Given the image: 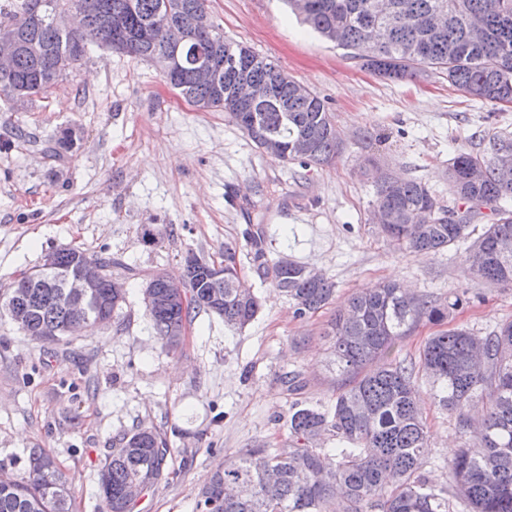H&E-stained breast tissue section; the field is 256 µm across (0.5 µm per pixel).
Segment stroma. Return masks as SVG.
Returning <instances> with one entry per match:
<instances>
[{"instance_id": "1", "label": "stroma", "mask_w": 512, "mask_h": 512, "mask_svg": "<svg viewBox=\"0 0 512 512\" xmlns=\"http://www.w3.org/2000/svg\"><path fill=\"white\" fill-rule=\"evenodd\" d=\"M226 37L244 42L307 85L329 108L343 150L323 166L262 153L226 114L202 112L168 88L149 63L93 48L48 98L14 110L0 96V294L52 250L78 247L117 261L126 301L111 327L48 350L0 316V472L28 474L29 455L53 454L69 480L72 512H102L99 474L114 437L137 425L167 435L164 479L134 512H201V488L225 457L263 443L289 444L297 404L336 399L330 324L351 295L395 281L418 295L466 301L449 318L484 334L512 320V288L466 279L463 246L397 251L371 220L378 173L426 182L444 206L448 164L478 149L487 131L512 132V105L470 100L437 71L389 81L324 40L283 0H208ZM76 127L68 152H54ZM377 171L362 174L365 158ZM158 225L153 248L138 238ZM259 225L269 260L303 263L336 284L331 304L298 318L271 279L243 263L261 299L246 327L200 315L173 351L156 339L142 303L152 274L177 273L186 252L209 261L245 250ZM297 374L301 390L287 391ZM429 429L425 475L448 482L447 458L462 439L418 383Z\"/></svg>"}]
</instances>
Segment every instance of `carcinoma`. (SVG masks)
I'll return each instance as SVG.
<instances>
[{
	"mask_svg": "<svg viewBox=\"0 0 512 512\" xmlns=\"http://www.w3.org/2000/svg\"><path fill=\"white\" fill-rule=\"evenodd\" d=\"M90 22L60 33L50 14L72 0H47L44 11L30 15V0H13L0 19L14 21L21 38L46 48L34 59L23 53L14 70L0 73V94L23 92L45 98L57 81L77 70L93 46L109 39L104 18L128 12L129 32L112 40V48L151 62L167 49L166 39L181 43L182 68L175 91L201 111H222L262 152L277 141L273 156L285 162L324 165L341 153L342 141L324 101L246 44L221 37L224 68L218 84L201 87L192 76L194 51L212 37L196 32L190 18L207 0H183L182 15L168 35L157 27L165 0H78ZM300 19L339 46L353 51L363 66L388 79L400 80L428 70L447 73L448 82L466 95L491 106L512 104V0H395L391 23L375 17L369 0H308ZM448 5V23L426 28L422 19ZM247 74L263 96L254 107L235 100L237 74ZM308 141L310 152L296 156L293 147ZM480 151L460 150L448 166L449 192L469 204L456 213L445 209L428 185L416 179L382 175L376 182V203L384 210L381 231L399 251L438 252L470 238L480 208L497 216L471 241L469 255L480 254L475 269L466 262L471 280L512 288V250L495 249L512 241V167L497 163V154L512 155V134L488 132ZM253 266L269 276L303 318L330 304L335 284L313 278L297 261L269 262L263 236L249 239ZM239 273L237 248L224 244V262L205 266L187 280L185 300L162 302L146 309L155 336L173 349L188 324L201 314L216 315L232 328H242L257 315L260 300L234 288ZM7 294L27 310L30 337L59 345L66 336H42L40 327H58L73 319L71 301L61 289L40 284L26 274L13 281ZM125 298L109 301L100 289L88 319L114 318ZM465 295L442 303L432 296L410 297L394 282L354 293L332 324L336 364V401L330 410L292 407L287 448H247L224 457V466L200 491L203 512H512V320L479 336L463 327L430 337L416 361L400 357L398 343L422 323L441 325ZM431 385V398L456 421L461 435L481 420L477 441H464L448 454V486L435 488L424 475L428 427L415 399L419 374ZM331 432L344 448L315 446ZM169 453L166 434L154 426H138L118 435L100 473L105 512H134L127 489L147 488L165 478ZM0 512H71L69 482L56 459L34 451L26 477L0 473Z\"/></svg>",
	"mask_w": 512,
	"mask_h": 512,
	"instance_id": "carcinoma-1",
	"label": "carcinoma"
}]
</instances>
